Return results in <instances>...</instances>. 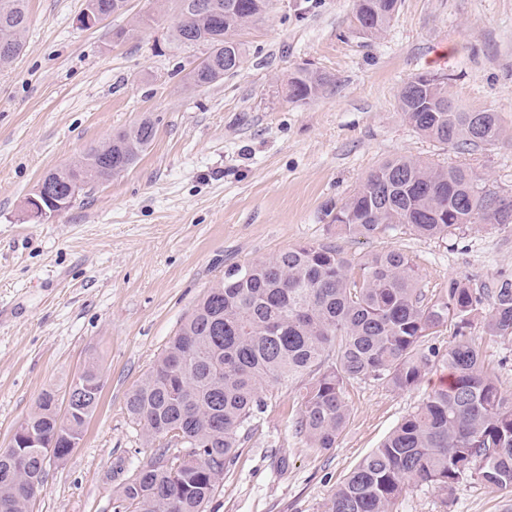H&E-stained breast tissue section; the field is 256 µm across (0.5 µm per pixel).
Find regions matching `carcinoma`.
Instances as JSON below:
<instances>
[{
  "label": "carcinoma",
  "mask_w": 512,
  "mask_h": 512,
  "mask_svg": "<svg viewBox=\"0 0 512 512\" xmlns=\"http://www.w3.org/2000/svg\"><path fill=\"white\" fill-rule=\"evenodd\" d=\"M212 17L178 13L173 39L202 38L213 67L199 63L187 83L209 87L240 66L241 32L269 12L270 0H216ZM398 0H354L352 23L368 36L382 34ZM27 0H0V44L23 50ZM327 75L299 70L288 80V99L307 104ZM404 119L424 136L458 150L493 146L503 138L491 109L461 110L445 79L423 73L399 94ZM156 135L149 118L91 147L77 161L42 176L53 201L68 209L79 189L104 183L133 166ZM326 216L340 233L370 238L403 227L416 235L446 238L465 224H512V199L487 187L482 174L463 166H438L407 156L371 171ZM481 318L484 332L512 337V281L474 289L456 279L429 295L409 256L388 248L350 258L330 243L304 244L224 271L180 326L164 353L128 396V415L142 427L155 456L119 491L116 512H204L218 479L249 436L269 382L307 376L295 430L310 448L329 449L348 419L344 386L378 380L397 390L416 387L440 362L448 385L431 392L336 487L325 512H393L411 485L450 495L481 482L512 495V392L484 371L480 349L465 329ZM459 339L440 354L428 343L448 327ZM99 404L91 398L74 416L70 438L54 437L58 398L44 391L28 425L54 442V459L70 455ZM186 457L161 460L172 448ZM13 448H0V512H18L39 494L46 463L30 455L14 466Z\"/></svg>",
  "instance_id": "carcinoma-1"
}]
</instances>
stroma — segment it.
Listing matches in <instances>:
<instances>
[{"label": "stroma", "mask_w": 512, "mask_h": 512, "mask_svg": "<svg viewBox=\"0 0 512 512\" xmlns=\"http://www.w3.org/2000/svg\"><path fill=\"white\" fill-rule=\"evenodd\" d=\"M353 0H273L241 34L235 74L188 89L205 47L171 38L177 0H129L92 28L85 0H29L23 53L0 66V448L43 391H67L88 362L103 375L99 405L64 461H51L32 512H113L117 493L153 458L126 398L227 268L306 243L347 255L398 247L429 291L512 279V230L468 224L444 239L394 231L337 235L325 216L373 168L408 156L466 165L512 196V0H401L371 38L351 23ZM153 15L118 40L117 30ZM302 68L329 82L308 104L287 98ZM448 77L462 108L498 110L502 141L461 153L418 134L399 108L402 86ZM149 118L152 144L132 167L82 193L51 219L24 201L48 171ZM468 338L512 390V339ZM431 371L396 391L344 387L348 421L335 448L296 434L304 381L267 383L249 439L205 512H324L337 485L441 381ZM395 512H512V497L467 483L446 496L410 487Z\"/></svg>", "instance_id": "35a3bbf8"}]
</instances>
